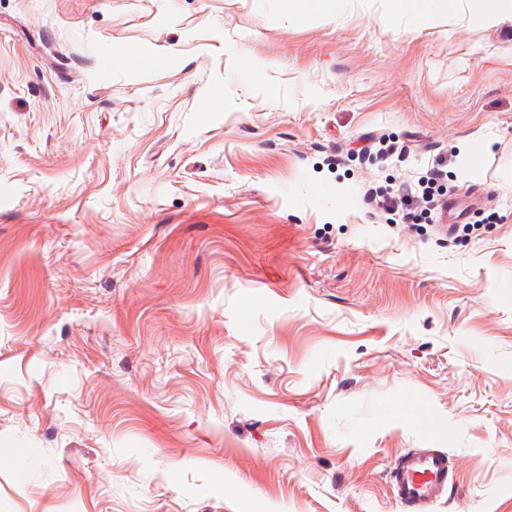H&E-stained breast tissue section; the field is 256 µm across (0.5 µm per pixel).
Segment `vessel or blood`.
Here are the masks:
<instances>
[{
  "instance_id": "b4317fda",
  "label": "vessel or blood",
  "mask_w": 512,
  "mask_h": 512,
  "mask_svg": "<svg viewBox=\"0 0 512 512\" xmlns=\"http://www.w3.org/2000/svg\"><path fill=\"white\" fill-rule=\"evenodd\" d=\"M394 495L408 512H431L448 485V457L423 448L405 453L393 470Z\"/></svg>"
}]
</instances>
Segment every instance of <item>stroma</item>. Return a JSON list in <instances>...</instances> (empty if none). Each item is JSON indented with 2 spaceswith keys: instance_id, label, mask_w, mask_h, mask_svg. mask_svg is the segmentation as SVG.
Masks as SVG:
<instances>
[{
  "instance_id": "obj_1",
  "label": "stroma",
  "mask_w": 512,
  "mask_h": 512,
  "mask_svg": "<svg viewBox=\"0 0 512 512\" xmlns=\"http://www.w3.org/2000/svg\"><path fill=\"white\" fill-rule=\"evenodd\" d=\"M281 2L0 0V512H512V21ZM438 196L436 197L431 190H423L419 196L412 192L411 187L402 186L376 192L374 201L381 209L401 213L404 220L417 221L423 215L429 214L424 218L436 224H443L448 202L441 198L444 194L439 193ZM395 498L409 512H431L448 486V457L444 453L423 448L400 456L393 470Z\"/></svg>"
}]
</instances>
